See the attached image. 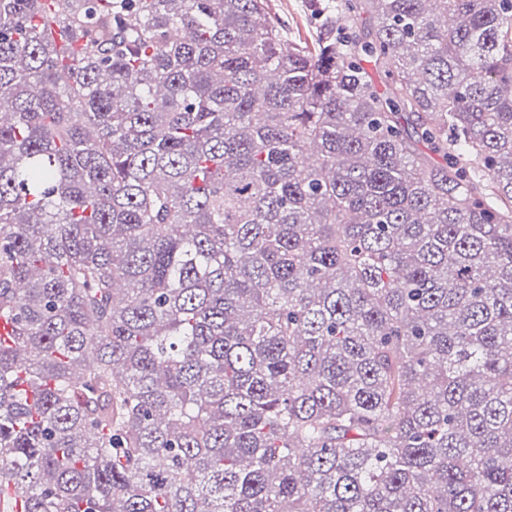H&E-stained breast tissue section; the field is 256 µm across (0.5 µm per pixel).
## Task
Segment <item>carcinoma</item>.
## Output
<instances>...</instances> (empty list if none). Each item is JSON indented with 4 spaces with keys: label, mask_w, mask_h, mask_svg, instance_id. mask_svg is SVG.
<instances>
[{
    "label": "carcinoma",
    "mask_w": 512,
    "mask_h": 512,
    "mask_svg": "<svg viewBox=\"0 0 512 512\" xmlns=\"http://www.w3.org/2000/svg\"><path fill=\"white\" fill-rule=\"evenodd\" d=\"M317 10L0 0V512H512V0ZM270 8L286 28L290 39L309 42V34L316 26V16L310 13L308 0H273Z\"/></svg>",
    "instance_id": "1"
}]
</instances>
